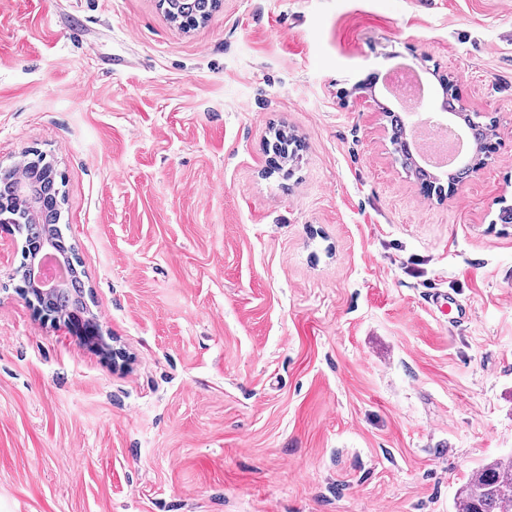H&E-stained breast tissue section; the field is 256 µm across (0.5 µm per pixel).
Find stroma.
Listing matches in <instances>:
<instances>
[{
	"label": "stroma",
	"mask_w": 512,
	"mask_h": 512,
	"mask_svg": "<svg viewBox=\"0 0 512 512\" xmlns=\"http://www.w3.org/2000/svg\"><path fill=\"white\" fill-rule=\"evenodd\" d=\"M402 64L496 123L454 195L390 143ZM28 153L126 358L18 294L0 225V512H457L512 454V0H222L189 31L0 0V166Z\"/></svg>",
	"instance_id": "35a3bbf8"
}]
</instances>
